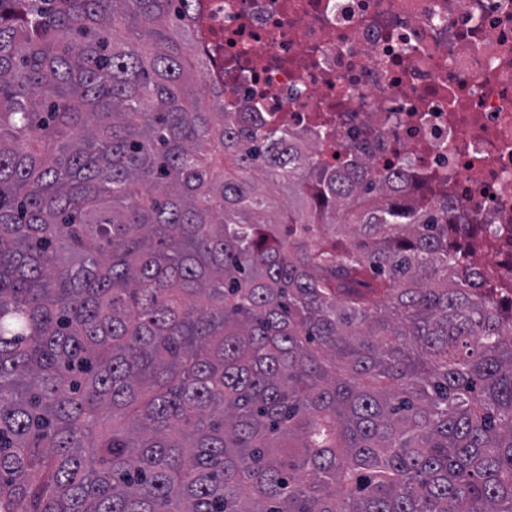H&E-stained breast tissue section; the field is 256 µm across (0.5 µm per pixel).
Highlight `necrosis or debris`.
Wrapping results in <instances>:
<instances>
[{
    "label": "necrosis or debris",
    "mask_w": 512,
    "mask_h": 512,
    "mask_svg": "<svg viewBox=\"0 0 512 512\" xmlns=\"http://www.w3.org/2000/svg\"><path fill=\"white\" fill-rule=\"evenodd\" d=\"M225 111L272 112L318 166L359 152L465 224L512 225V0H198Z\"/></svg>",
    "instance_id": "1"
}]
</instances>
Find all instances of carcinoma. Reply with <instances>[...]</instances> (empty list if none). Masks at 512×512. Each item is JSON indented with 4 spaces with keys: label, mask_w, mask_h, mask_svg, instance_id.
Returning <instances> with one entry per match:
<instances>
[{
    "label": "carcinoma",
    "mask_w": 512,
    "mask_h": 512,
    "mask_svg": "<svg viewBox=\"0 0 512 512\" xmlns=\"http://www.w3.org/2000/svg\"><path fill=\"white\" fill-rule=\"evenodd\" d=\"M195 3L0 0V512H512L466 225L213 106Z\"/></svg>",
    "instance_id": "obj_1"
}]
</instances>
